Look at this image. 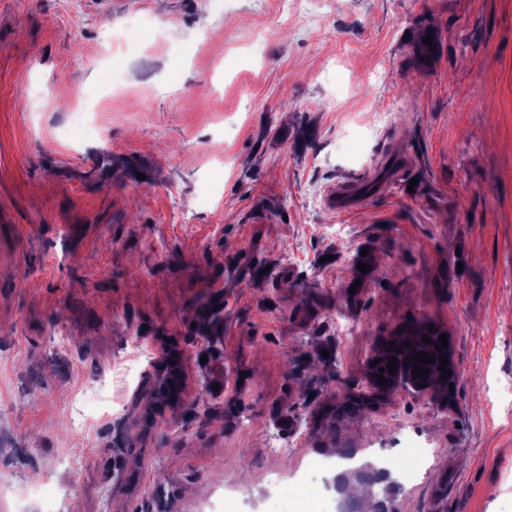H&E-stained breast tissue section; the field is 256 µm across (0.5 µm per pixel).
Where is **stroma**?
<instances>
[{
	"label": "stroma",
	"instance_id": "obj_1",
	"mask_svg": "<svg viewBox=\"0 0 512 512\" xmlns=\"http://www.w3.org/2000/svg\"><path fill=\"white\" fill-rule=\"evenodd\" d=\"M205 14L0 0V512H295L314 462L385 444L395 512H512V0ZM414 323L449 337L454 408L337 418ZM370 184L369 180L362 178H350L338 184L331 193L330 203L336 211L346 213L356 208L365 194V189Z\"/></svg>",
	"mask_w": 512,
	"mask_h": 512
}]
</instances>
